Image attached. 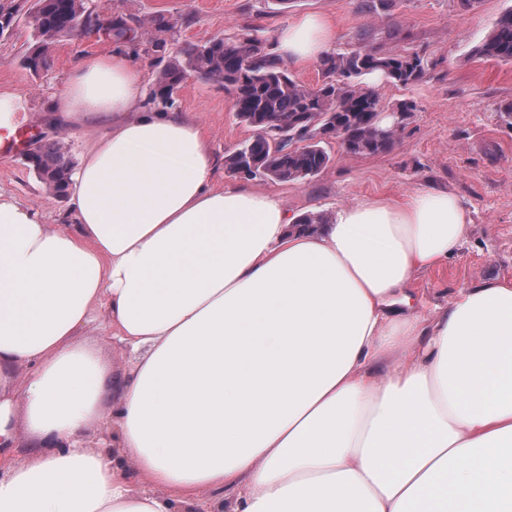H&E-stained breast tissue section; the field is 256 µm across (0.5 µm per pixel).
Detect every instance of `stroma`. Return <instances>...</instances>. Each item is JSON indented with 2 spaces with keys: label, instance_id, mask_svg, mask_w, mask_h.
Returning <instances> with one entry per match:
<instances>
[{
  "label": "stroma",
  "instance_id": "stroma-1",
  "mask_svg": "<svg viewBox=\"0 0 512 512\" xmlns=\"http://www.w3.org/2000/svg\"><path fill=\"white\" fill-rule=\"evenodd\" d=\"M22 11L13 28L0 36V91L22 103L16 123L30 124L38 136L63 137L72 162H79L95 130L52 122L51 98L62 92L73 68L85 58L111 53L105 35L87 31L54 44L47 65L33 71L25 55L33 35L26 10L34 0H18ZM100 13L132 17L162 13L177 26L176 44L230 36L242 29L274 40L288 21L320 14L336 28V51L365 45L382 51H426L442 65L416 85L374 86L385 108L406 100L417 110L385 154L347 156L328 145L330 166L301 182L252 180V187L276 193L295 214L324 211L357 200H401L426 190L455 195L472 224L463 248L447 264L423 272L412 286L410 312L426 313L448 304L463 288L484 279H512V121L503 109L512 103V64L475 56L497 17L512 0H477L459 10L457 0H395L389 16L369 9L368 0H92ZM170 112L197 117L214 148L228 155L250 138L239 122L230 95L197 76L188 77L166 105ZM0 194L36 207L55 225L68 212V197L57 196L28 166L24 155H0Z\"/></svg>",
  "mask_w": 512,
  "mask_h": 512
}]
</instances>
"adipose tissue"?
<instances>
[{"instance_id": "adipose-tissue-1", "label": "adipose tissue", "mask_w": 512, "mask_h": 512, "mask_svg": "<svg viewBox=\"0 0 512 512\" xmlns=\"http://www.w3.org/2000/svg\"><path fill=\"white\" fill-rule=\"evenodd\" d=\"M335 40L309 14L275 51L306 65ZM50 109L99 134L69 223L0 196V512H171L159 487L190 512L224 491L233 512H512V280L394 307L465 242L456 197L362 199L302 229L277 195L217 186L202 126L146 105L121 49ZM100 307L134 361L110 389L77 341ZM104 421L116 449L82 447Z\"/></svg>"}]
</instances>
